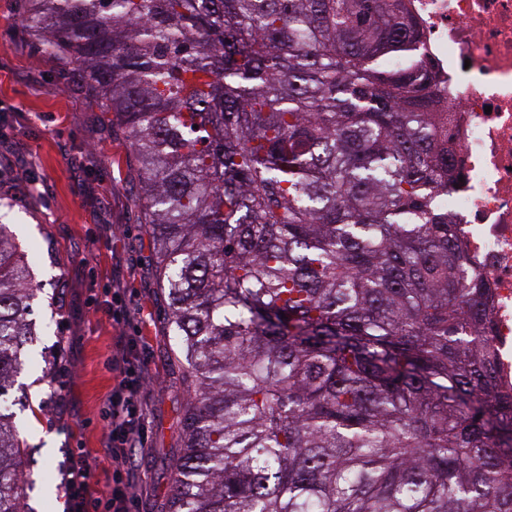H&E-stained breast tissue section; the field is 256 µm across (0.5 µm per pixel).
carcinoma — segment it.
I'll return each instance as SVG.
<instances>
[{
    "label": "carcinoma",
    "instance_id": "carcinoma-1",
    "mask_svg": "<svg viewBox=\"0 0 512 512\" xmlns=\"http://www.w3.org/2000/svg\"><path fill=\"white\" fill-rule=\"evenodd\" d=\"M137 163L182 385L165 512H512V394L402 0H27ZM41 288L0 224V395ZM0 411V512H29Z\"/></svg>",
    "mask_w": 512,
    "mask_h": 512
}]
</instances>
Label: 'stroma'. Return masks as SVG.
<instances>
[{"label":"stroma","instance_id":"stroma-1","mask_svg":"<svg viewBox=\"0 0 512 512\" xmlns=\"http://www.w3.org/2000/svg\"><path fill=\"white\" fill-rule=\"evenodd\" d=\"M21 0H0V224L27 254L37 281L53 294L31 319L39 334L36 366L24 367L8 397L25 447L30 512H62L69 449H84L97 494L112 488L99 416L115 374L107 360L117 329L87 299L121 280L134 318V354L154 381L147 392L149 441L131 464L139 512H164L185 401L153 276L154 253L135 196L137 174L112 115L66 60L36 48Z\"/></svg>","mask_w":512,"mask_h":512}]
</instances>
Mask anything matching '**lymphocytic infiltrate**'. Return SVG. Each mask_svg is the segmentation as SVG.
Returning <instances> with one entry per match:
<instances>
[{"instance_id": "obj_1", "label": "lymphocytic infiltrate", "mask_w": 512, "mask_h": 512, "mask_svg": "<svg viewBox=\"0 0 512 512\" xmlns=\"http://www.w3.org/2000/svg\"><path fill=\"white\" fill-rule=\"evenodd\" d=\"M134 337L116 338L114 357L119 360L118 380L103 409L105 454L111 459L112 494L96 497L93 468L83 451L71 453L66 469L65 512H137L132 494L135 475L125 465L131 449L144 447L147 438L145 389L150 382L146 364L133 357Z\"/></svg>"}]
</instances>
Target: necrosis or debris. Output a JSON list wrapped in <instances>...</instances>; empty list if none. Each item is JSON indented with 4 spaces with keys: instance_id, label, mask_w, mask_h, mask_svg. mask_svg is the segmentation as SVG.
<instances>
[{
    "instance_id": "necrosis-or-debris-1",
    "label": "necrosis or debris",
    "mask_w": 512,
    "mask_h": 512,
    "mask_svg": "<svg viewBox=\"0 0 512 512\" xmlns=\"http://www.w3.org/2000/svg\"><path fill=\"white\" fill-rule=\"evenodd\" d=\"M432 64L457 186L441 205L486 290L498 383L512 390V0H403Z\"/></svg>"
}]
</instances>
